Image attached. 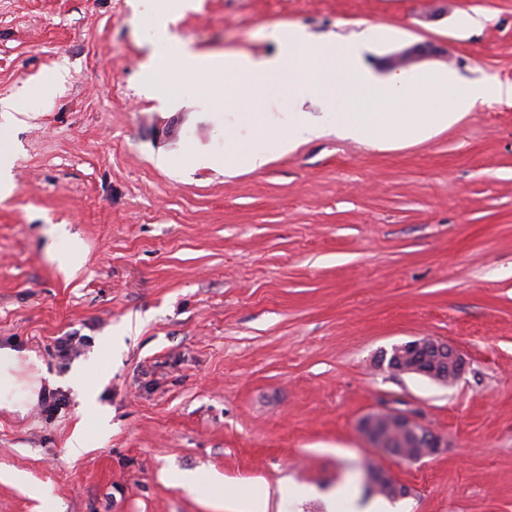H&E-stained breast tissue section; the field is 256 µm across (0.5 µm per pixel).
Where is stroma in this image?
Listing matches in <instances>:
<instances>
[{"instance_id": "stroma-1", "label": "stroma", "mask_w": 512, "mask_h": 512, "mask_svg": "<svg viewBox=\"0 0 512 512\" xmlns=\"http://www.w3.org/2000/svg\"><path fill=\"white\" fill-rule=\"evenodd\" d=\"M0 0V99L14 131L13 196L0 202V349L35 353L52 384L0 409V512H219L225 494L283 481L367 501L364 463L408 489L410 512H512V102L468 112L421 142L379 150L301 139L263 169L185 167L228 146L233 117L183 89L147 86L158 51L274 59L291 27L388 73L409 65L512 83V0ZM64 83L36 101L49 69ZM84 243L67 277L47 225ZM98 402L107 436L68 451L84 416L68 384L125 325ZM84 337L60 360L59 339ZM433 336L466 370L443 387L381 366ZM66 394L54 417L48 394ZM410 416L448 441L405 462L358 431ZM198 477L196 490L177 485Z\"/></svg>"}]
</instances>
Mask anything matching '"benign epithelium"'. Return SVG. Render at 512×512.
Returning <instances> with one entry per match:
<instances>
[{"instance_id":"benign-epithelium-1","label":"benign epithelium","mask_w":512,"mask_h":512,"mask_svg":"<svg viewBox=\"0 0 512 512\" xmlns=\"http://www.w3.org/2000/svg\"><path fill=\"white\" fill-rule=\"evenodd\" d=\"M428 48L413 45L393 56V67L407 66L424 57ZM387 368L397 374H414L435 383L446 385L456 382L464 372V358L448 343L431 336L397 344L391 348L390 363ZM383 421L391 429L413 441L416 450L401 456V459L415 462L435 455L447 447L444 439L414 419L403 414L373 412L365 415L359 428L365 438L377 448H388L385 440L375 431V424Z\"/></svg>"}]
</instances>
